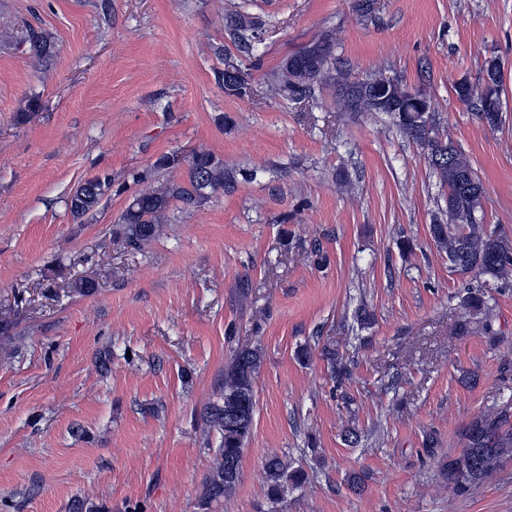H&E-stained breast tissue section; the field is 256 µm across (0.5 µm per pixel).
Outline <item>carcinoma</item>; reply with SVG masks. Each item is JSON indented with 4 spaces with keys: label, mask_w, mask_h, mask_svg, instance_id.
<instances>
[{
    "label": "carcinoma",
    "mask_w": 512,
    "mask_h": 512,
    "mask_svg": "<svg viewBox=\"0 0 512 512\" xmlns=\"http://www.w3.org/2000/svg\"><path fill=\"white\" fill-rule=\"evenodd\" d=\"M224 26L237 51L233 55L223 46L215 50L224 59V93L241 98L248 94L249 86L240 59L256 57L265 21L253 14L237 12L224 18ZM318 42L320 52L311 61H306L301 49L282 61L271 74V81L292 96H309L315 84H330L337 88L347 108L359 112L384 111L403 135L427 147L431 168L448 188L445 218L435 219L430 225V235L447 254L452 270L475 279L459 297L462 316L456 325L457 334L469 336L479 331L496 341L497 332L485 318L493 300L488 288L512 274V237L489 231L482 224L480 212L485 197L482 181L464 154L434 136L433 116L424 111L430 106L425 93L382 75L358 80L343 74L337 76L328 69L332 33L324 32ZM25 43L39 58L50 53V41L41 31L30 30ZM454 90L461 101L477 103L481 122L491 128L501 125L500 80H485L478 90L460 82ZM184 164L187 165L185 180L150 186L129 200L115 229L116 237L126 246L138 249L155 239L174 204L184 209L197 208L213 193L231 192L237 185L236 173L208 151L197 152L188 160L176 152L164 154L153 163L152 170L135 174L134 180L143 183L156 171H172ZM111 187V179L106 175L79 186L69 200L73 219L78 221L94 210ZM321 356L327 362L330 380L335 387H342L350 375L347 363L327 344L321 348ZM261 360L258 348L233 349L224 371L219 401L207 407L206 421L219 434V442L213 449L214 463L204 483V508L233 493L240 481L243 450L252 434L256 410L254 379ZM462 439L464 448L457 456L448 458L443 472L448 489L458 495L479 486L512 460V406L506 404L492 414L475 417L463 429ZM263 469L267 496L275 505L308 478L302 467L279 456L267 458Z\"/></svg>",
    "instance_id": "carcinoma-1"
}]
</instances>
